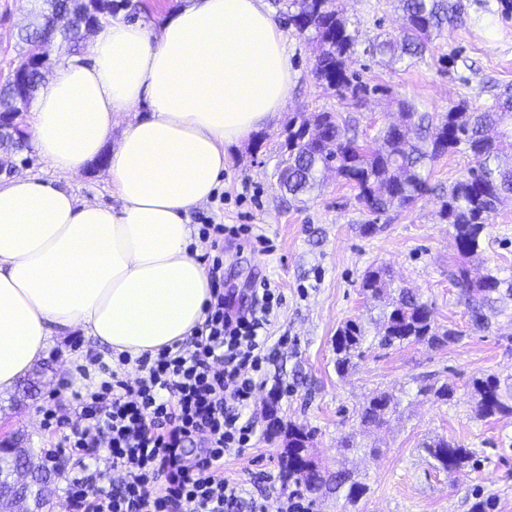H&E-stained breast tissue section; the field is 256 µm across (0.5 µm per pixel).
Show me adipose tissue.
Here are the masks:
<instances>
[{
    "label": "adipose tissue",
    "instance_id": "obj_1",
    "mask_svg": "<svg viewBox=\"0 0 512 512\" xmlns=\"http://www.w3.org/2000/svg\"><path fill=\"white\" fill-rule=\"evenodd\" d=\"M292 78L263 0H183L159 33L115 20L86 56L60 58L32 108L34 147L71 177L108 154L118 204L26 172L0 184V392L75 330L133 359L191 336L210 294L189 214Z\"/></svg>",
    "mask_w": 512,
    "mask_h": 512
}]
</instances>
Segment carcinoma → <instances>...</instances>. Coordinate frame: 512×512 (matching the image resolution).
<instances>
[{
  "label": "carcinoma",
  "mask_w": 512,
  "mask_h": 512,
  "mask_svg": "<svg viewBox=\"0 0 512 512\" xmlns=\"http://www.w3.org/2000/svg\"><path fill=\"white\" fill-rule=\"evenodd\" d=\"M48 12L55 19L75 17L83 8L92 6L109 17L130 6V0H46ZM401 12L402 26L398 35L376 39L368 47L372 56L387 59L389 65L405 64L421 58L444 26L453 23L457 5L451 0H394ZM288 23L302 35H310L322 44L316 59L314 75L329 90L349 92L354 96L366 88L353 82L347 73L346 61L354 53L357 36L346 19L336 10L335 0H288ZM25 46L18 54L22 63L30 49L52 44L54 51L69 56L81 53L78 29H58L53 38H46L41 29L30 26L18 34ZM407 131L384 127L378 136L376 149L362 144L352 126L332 112H317L309 117L295 116L285 129L284 149L288 154L285 166L276 172L280 191L301 201L322 186L330 174L345 180L356 190L357 199L366 214L361 231L371 235L377 230L380 215L393 207H405L426 191L432 165L442 156L468 152L476 167L448 188V201L442 218L452 226L459 256L468 259L481 249L483 235L491 216L506 196L512 195V92L495 95L494 103L484 109H471L458 104L437 115L419 112L409 104L403 112ZM454 285L467 306L472 325L485 329L489 317L486 306L501 294L504 281L488 274L474 282L468 269L460 264L451 272ZM388 287L383 268L367 270L361 281L364 292L379 296ZM384 332L379 345L383 348L427 343L442 347L462 336V332L440 328L430 304L415 292L401 288L384 312ZM361 326L347 321L335 340L336 372H347L351 360L360 354ZM477 412L483 417L512 414L494 375L476 378L472 382ZM397 406L393 395L380 392L372 396L358 412L364 426H379ZM276 429L284 433V469L288 480L316 493L322 489L345 490L346 498L355 502L364 494V487L349 481L346 474L322 472L310 458L314 432L292 423L284 426L276 421ZM437 468L446 472L459 469L469 461V451L453 440L441 437L427 445ZM27 466L39 472V489L28 488L26 497L18 499L19 508H27L30 498L43 499L40 486L48 477L47 470L35 463L30 448L0 449V487H13L16 468Z\"/></svg>",
  "instance_id": "obj_1"
}]
</instances>
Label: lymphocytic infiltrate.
Here are the masks:
<instances>
[{
    "mask_svg": "<svg viewBox=\"0 0 512 512\" xmlns=\"http://www.w3.org/2000/svg\"><path fill=\"white\" fill-rule=\"evenodd\" d=\"M226 231L214 224L203 234L215 252L210 298L186 342L139 357L131 381L100 364L98 386L73 393L81 424L70 433L45 409L54 439L47 460L62 454L83 471L65 487L70 512H227L241 497V485L224 476V459L251 441L245 412L276 355L269 326L281 294L263 282L240 306L229 303L220 256ZM100 465L118 474L116 485L86 477Z\"/></svg>",
    "mask_w": 512,
    "mask_h": 512,
    "instance_id": "f902f5d3",
    "label": "lymphocytic infiltrate"
}]
</instances>
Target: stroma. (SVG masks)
Instances as JSON below:
<instances>
[{"mask_svg": "<svg viewBox=\"0 0 512 512\" xmlns=\"http://www.w3.org/2000/svg\"><path fill=\"white\" fill-rule=\"evenodd\" d=\"M460 17L433 41L430 52L410 66H387L363 53L369 39L397 33L402 20L393 0H336L358 33L359 49L347 68L370 92L362 100L324 89L314 77L319 45L284 27L293 86L284 110L245 141L228 146L224 172L210 202L190 215L194 231L206 224L251 225L264 244L245 236L224 240V287L241 301L256 283L278 288L282 303L270 332L287 337L267 368L248 411L254 426L252 445L224 459V475L243 481L245 491L233 512H251L254 495H264L267 512H278L284 499L300 489L283 477V436L269 423L283 422L314 432L311 457L324 472L342 471L364 486L356 503L333 490L313 496L310 512H473L475 502L490 498L495 512H512V415L484 418L476 410L471 382L495 375L512 393V299L490 311L491 326L477 331L466 306L448 278L458 252L453 230L440 217L448 188L474 168L470 154H448L434 165L428 190L406 208L378 220L377 231L363 235L362 207L356 192L332 178L320 191L298 202L281 193L274 173L286 155L284 129L298 113L332 112L354 119L361 143L374 144L379 130L398 121L399 105L441 113L459 101L483 107L493 94L512 88V16L492 17L499 0H461ZM33 0H0V83L20 49L18 32ZM458 56L454 66L440 57ZM0 180L10 170L37 174L69 186L79 199L116 205L106 159L92 162L78 176L52 169L27 148L7 157ZM385 267L394 287H408L432 304L441 328L462 331L459 341L442 348L427 344L382 348L379 336L386 309L360 287L368 268ZM472 277L494 274L512 280V200L492 215L482 248L468 263ZM360 323L364 340L345 375H337L334 340L347 320ZM101 356L115 364L108 347L81 334L55 338L45 357L27 375L31 393L15 388L0 395V442L22 440L44 463L47 433L41 409L74 417L76 403L66 382H80V359ZM448 384V401L423 395L422 387ZM393 393L396 413L382 427L362 426L357 413L378 392ZM445 437L468 448L471 459L457 471L438 470L424 448Z\"/></svg>", "mask_w": 512, "mask_h": 512, "instance_id": "stroma-1", "label": "stroma"}]
</instances>
